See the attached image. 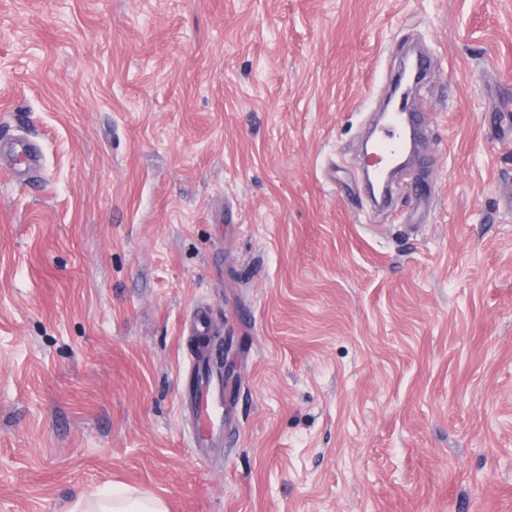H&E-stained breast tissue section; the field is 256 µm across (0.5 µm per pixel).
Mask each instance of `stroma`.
I'll list each match as a JSON object with an SVG mask.
<instances>
[{"instance_id": "obj_1", "label": "stroma", "mask_w": 512, "mask_h": 512, "mask_svg": "<svg viewBox=\"0 0 512 512\" xmlns=\"http://www.w3.org/2000/svg\"><path fill=\"white\" fill-rule=\"evenodd\" d=\"M425 151L354 172L404 41ZM512 0H0V512H512ZM236 367L189 445L194 307ZM3 152L11 163L21 162L26 171L37 169L42 162V156L36 146L23 140L14 142ZM111 493L95 501H87L78 508L84 512H167L162 499L138 494L129 487L113 484Z\"/></svg>"}]
</instances>
